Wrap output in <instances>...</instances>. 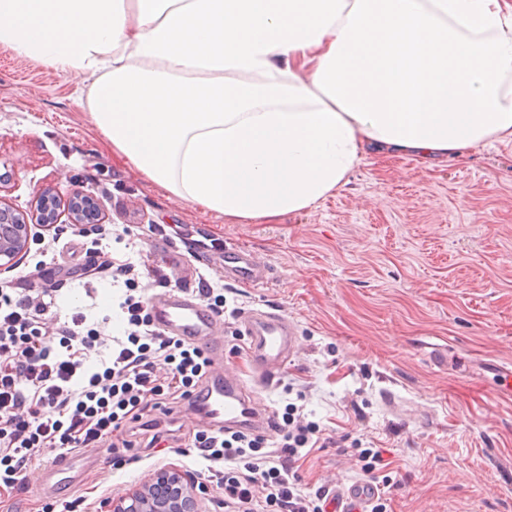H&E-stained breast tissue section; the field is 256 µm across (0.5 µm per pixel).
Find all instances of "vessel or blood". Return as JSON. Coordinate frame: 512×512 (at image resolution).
Masks as SVG:
<instances>
[{"label":"vessel or blood","mask_w":512,"mask_h":512,"mask_svg":"<svg viewBox=\"0 0 512 512\" xmlns=\"http://www.w3.org/2000/svg\"><path fill=\"white\" fill-rule=\"evenodd\" d=\"M225 267L238 279L254 282L257 270L250 256L241 250L226 253ZM155 323L162 331L203 346L211 360L224 355L223 343L214 341L210 332L215 321L200 299L188 294H168L152 303ZM248 356L259 382L270 385L277 379L283 364L295 353L293 327L279 314H250L245 321ZM192 407L202 414L211 428L237 429L263 426L266 418L250 400L246 382L237 376H207L191 397ZM377 488L367 481H356L336 492V512H367Z\"/></svg>","instance_id":"b4317fda"}]
</instances>
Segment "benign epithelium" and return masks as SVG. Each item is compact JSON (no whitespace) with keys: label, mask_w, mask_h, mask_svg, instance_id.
<instances>
[{"label":"benign epithelium","mask_w":512,"mask_h":512,"mask_svg":"<svg viewBox=\"0 0 512 512\" xmlns=\"http://www.w3.org/2000/svg\"><path fill=\"white\" fill-rule=\"evenodd\" d=\"M37 202L31 214L9 205L0 206V271L11 268L27 252L38 229L48 230L64 222L87 230L102 223L99 204L89 194H75L64 213L54 198L40 196ZM199 506L194 481L178 470H164L150 484L112 502L110 512H200Z\"/></svg>","instance_id":"obj_1"}]
</instances>
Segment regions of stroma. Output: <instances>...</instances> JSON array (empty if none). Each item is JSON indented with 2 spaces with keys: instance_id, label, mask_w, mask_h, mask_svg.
<instances>
[{
  "instance_id": "stroma-1",
  "label": "stroma",
  "mask_w": 512,
  "mask_h": 512,
  "mask_svg": "<svg viewBox=\"0 0 512 512\" xmlns=\"http://www.w3.org/2000/svg\"><path fill=\"white\" fill-rule=\"evenodd\" d=\"M0 199L30 210L36 196L94 195L104 216L96 235L69 227L41 232L0 284L27 301L52 297L41 327L76 314L104 340L127 290L223 289L213 334L223 369L240 375L268 416L295 405L325 438L300 461L301 492H335L368 479L356 446L381 450L387 512H512V403L496 395L498 366L512 368V144L478 147L463 162L427 167L374 155L349 183L311 209L272 223L233 224L206 213L115 158L91 123L71 78L0 46ZM133 261V285L97 269L96 247ZM252 253L258 284L224 278V254ZM260 310L294 326L298 351L273 385L256 381L244 346L229 337ZM153 418L178 438L148 448L133 435L130 462L114 465L115 435L92 448V468L70 487L47 485L40 450L24 483L0 495V512H47L77 503L107 512L113 500L176 469L207 488L203 512H225L224 492L188 447L203 424L180 394Z\"/></svg>"
}]
</instances>
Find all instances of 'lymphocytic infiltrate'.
Returning <instances> with one entry per match:
<instances>
[{
    "label": "lymphocytic infiltrate",
    "mask_w": 512,
    "mask_h": 512,
    "mask_svg": "<svg viewBox=\"0 0 512 512\" xmlns=\"http://www.w3.org/2000/svg\"><path fill=\"white\" fill-rule=\"evenodd\" d=\"M120 307L127 339L100 356L97 336L81 332V318L50 338L39 327L45 305L28 307L0 289V492L22 484L43 448L94 447L135 423L151 432V446L173 438L172 430H160L146 414L161 406L166 390L191 396L210 360L199 346L155 330L142 298L126 295ZM161 363L171 374L165 383L156 375ZM275 431V450L264 436L209 428L195 433L192 449L234 512H324L323 492L300 493L289 480L303 450L319 436V425L290 414Z\"/></svg>",
    "instance_id": "obj_1"
}]
</instances>
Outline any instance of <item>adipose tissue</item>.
I'll return each mask as SVG.
<instances>
[{
  "label": "adipose tissue",
  "mask_w": 512,
  "mask_h": 512,
  "mask_svg": "<svg viewBox=\"0 0 512 512\" xmlns=\"http://www.w3.org/2000/svg\"><path fill=\"white\" fill-rule=\"evenodd\" d=\"M0 45L77 78L113 154L237 224L373 153L512 142V0H0Z\"/></svg>",
  "instance_id": "1"
}]
</instances>
